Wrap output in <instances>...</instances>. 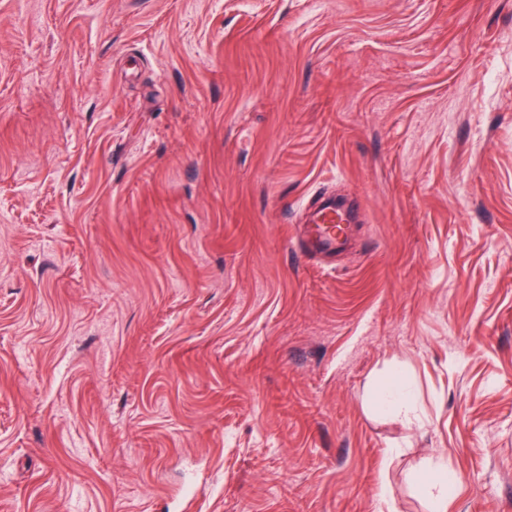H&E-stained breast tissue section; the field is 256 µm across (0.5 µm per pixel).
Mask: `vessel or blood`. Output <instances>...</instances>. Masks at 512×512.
I'll return each mask as SVG.
<instances>
[{
  "mask_svg": "<svg viewBox=\"0 0 512 512\" xmlns=\"http://www.w3.org/2000/svg\"><path fill=\"white\" fill-rule=\"evenodd\" d=\"M353 230L343 209L328 200L314 211L312 221L304 225L296 247L302 254L324 257L345 244Z\"/></svg>",
  "mask_w": 512,
  "mask_h": 512,
  "instance_id": "b4317fda",
  "label": "vessel or blood"
}]
</instances>
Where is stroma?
Wrapping results in <instances>:
<instances>
[{"label": "stroma", "instance_id": "1", "mask_svg": "<svg viewBox=\"0 0 512 512\" xmlns=\"http://www.w3.org/2000/svg\"><path fill=\"white\" fill-rule=\"evenodd\" d=\"M433 464L512 512V0H0V512H432ZM313 221L304 224L295 246L303 255L324 257L336 252L351 236L355 226L350 223L335 200L323 202L313 214ZM347 223V224H343ZM376 399L382 405L392 408L405 426L412 428L420 424L418 410L407 397L405 382L398 375H394L381 385Z\"/></svg>", "mask_w": 512, "mask_h": 512}]
</instances>
